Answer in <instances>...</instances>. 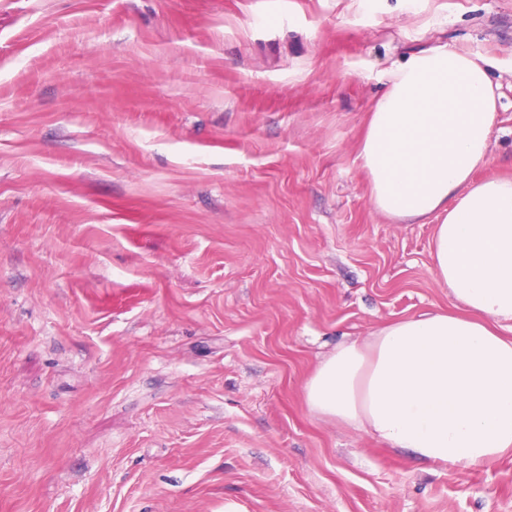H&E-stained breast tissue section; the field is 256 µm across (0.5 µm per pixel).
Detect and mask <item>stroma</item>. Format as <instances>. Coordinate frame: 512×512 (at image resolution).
<instances>
[{
  "mask_svg": "<svg viewBox=\"0 0 512 512\" xmlns=\"http://www.w3.org/2000/svg\"><path fill=\"white\" fill-rule=\"evenodd\" d=\"M490 59L512 0H0V512H512L309 411L337 345L453 310L357 160L394 62Z\"/></svg>",
  "mask_w": 512,
  "mask_h": 512,
  "instance_id": "35a3bbf8",
  "label": "stroma"
}]
</instances>
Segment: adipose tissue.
<instances>
[{"label":"adipose tissue","mask_w":512,"mask_h":512,"mask_svg":"<svg viewBox=\"0 0 512 512\" xmlns=\"http://www.w3.org/2000/svg\"><path fill=\"white\" fill-rule=\"evenodd\" d=\"M489 61L448 44L386 75L358 160L376 211L436 219L432 268L457 307L336 347L307 380L309 410L431 465L512 451V180L479 179L497 125Z\"/></svg>","instance_id":"obj_1"}]
</instances>
